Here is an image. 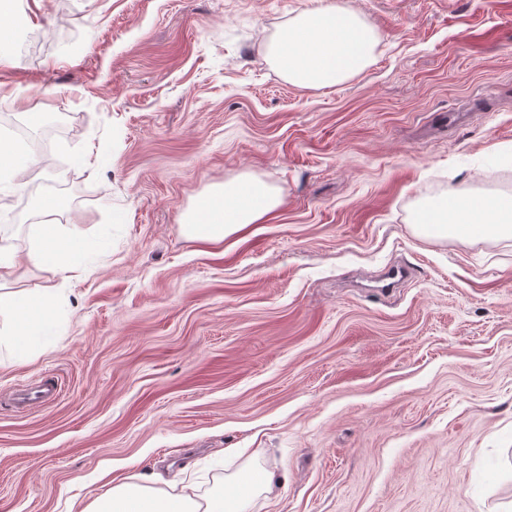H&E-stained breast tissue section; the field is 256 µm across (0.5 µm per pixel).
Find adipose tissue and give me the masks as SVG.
<instances>
[{"label": "adipose tissue", "mask_w": 512, "mask_h": 512, "mask_svg": "<svg viewBox=\"0 0 512 512\" xmlns=\"http://www.w3.org/2000/svg\"><path fill=\"white\" fill-rule=\"evenodd\" d=\"M377 44L376 30L358 11L343 5L300 11L281 29L269 52L288 84L322 89L343 84L367 68ZM280 204L276 188L241 175L194 201L184 217L185 233L196 241L219 243L247 225L261 223ZM55 208L54 201L41 202L45 219L31 230L26 264L50 273L79 270L88 248L83 240L52 224ZM413 224L419 235L427 237L512 239V195L449 192L419 203ZM54 303L49 293L18 297L0 290V310L9 309L14 320L17 358H24L35 345L42 331L41 316ZM80 512H242V503L221 491L199 493L190 485L166 490L122 480Z\"/></svg>", "instance_id": "1"}]
</instances>
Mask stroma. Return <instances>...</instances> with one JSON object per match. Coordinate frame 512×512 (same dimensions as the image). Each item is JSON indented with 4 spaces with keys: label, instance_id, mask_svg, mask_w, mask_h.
Masks as SVG:
<instances>
[{
    "label": "stroma",
    "instance_id": "35a3bbf8",
    "mask_svg": "<svg viewBox=\"0 0 512 512\" xmlns=\"http://www.w3.org/2000/svg\"><path fill=\"white\" fill-rule=\"evenodd\" d=\"M331 2L16 0L0 121L57 132L23 188L0 185V236L25 257L63 192L53 222L95 250L17 284L60 299L25 361L0 340V512L264 470L280 486L249 512L512 500V239L411 223L449 191L512 193V0H347L379 35L373 62L291 86L270 43ZM242 173L278 209L189 239L194 199ZM394 265L409 275L382 292ZM46 378L60 396L15 403Z\"/></svg>",
    "mask_w": 512,
    "mask_h": 512
}]
</instances>
